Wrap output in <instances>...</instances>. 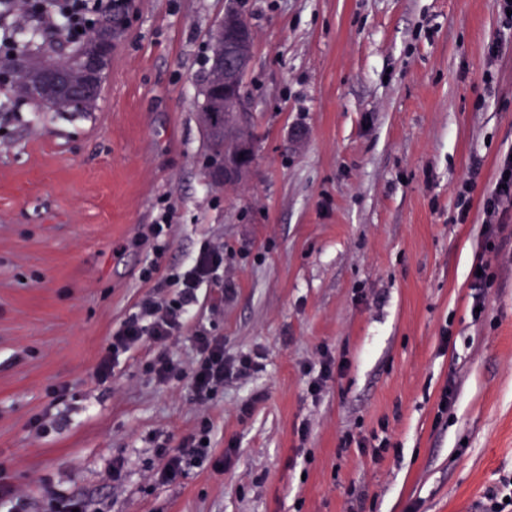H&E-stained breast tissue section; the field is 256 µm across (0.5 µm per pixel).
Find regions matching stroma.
<instances>
[{
    "mask_svg": "<svg viewBox=\"0 0 512 512\" xmlns=\"http://www.w3.org/2000/svg\"><path fill=\"white\" fill-rule=\"evenodd\" d=\"M225 5L136 0L94 111L39 112L0 85V482L28 512L56 495L100 512L478 507L512 473V237L487 319L469 311L480 201L512 150L511 41L483 81L494 0H247L255 169L217 188L197 111ZM476 161L460 224L452 188ZM166 210L169 246L145 283ZM206 241L224 246L230 291H202L195 320L227 354L262 351V370L203 407L187 380L147 373L163 350L149 344L98 383L113 328ZM324 347L348 366L314 398L301 367ZM75 379L81 397L54 400ZM203 414L216 455L236 445L228 467L158 483L151 436L177 447ZM380 432L394 446L381 459L343 445Z\"/></svg>",
    "mask_w": 512,
    "mask_h": 512,
    "instance_id": "stroma-1",
    "label": "stroma"
}]
</instances>
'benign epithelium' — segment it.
I'll return each instance as SVG.
<instances>
[{
	"label": "benign epithelium",
	"instance_id": "benign-epithelium-1",
	"mask_svg": "<svg viewBox=\"0 0 512 512\" xmlns=\"http://www.w3.org/2000/svg\"><path fill=\"white\" fill-rule=\"evenodd\" d=\"M224 28V51L213 61L212 85L221 88L223 94L215 98L209 115V130L224 133V156L210 169V179L226 186L248 180L253 165L246 159L254 156L255 138L246 96L243 93V76L251 55L247 49L253 44V31L243 16L225 9L218 20ZM114 45L109 40L98 42L92 53L80 61L84 83H101L111 61ZM40 89L47 95L69 93L73 90L71 76L51 62L40 69Z\"/></svg>",
	"mask_w": 512,
	"mask_h": 512
}]
</instances>
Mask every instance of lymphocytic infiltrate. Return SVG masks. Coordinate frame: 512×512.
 Listing matches in <instances>:
<instances>
[{
    "instance_id": "1",
    "label": "lymphocytic infiltrate",
    "mask_w": 512,
    "mask_h": 512,
    "mask_svg": "<svg viewBox=\"0 0 512 512\" xmlns=\"http://www.w3.org/2000/svg\"><path fill=\"white\" fill-rule=\"evenodd\" d=\"M99 4L100 0H61L60 9L51 12L42 8L24 9L20 21L24 24L45 23L73 34L77 29L88 28ZM482 206L485 215L483 234L492 242L498 239L507 216L512 215V151L501 155L494 183L484 195ZM223 268L222 245L208 243L200 248L187 268L171 277L170 292L144 298L137 311L113 330L108 345L98 358L96 379L102 383L110 380L121 357L137 350L146 341L163 344L187 330L192 333L195 358L185 371L166 354L152 358L147 367L158 382L166 383L175 377L186 376L195 401L204 404L223 390L226 381L246 378L259 371L260 355L226 356L223 338L192 322L200 288L216 283ZM213 429L212 420L204 415L178 447H169L164 442L156 444L153 454L160 462L159 483L173 482L192 467L224 468L229 458L216 456L210 442Z\"/></svg>"
}]
</instances>
